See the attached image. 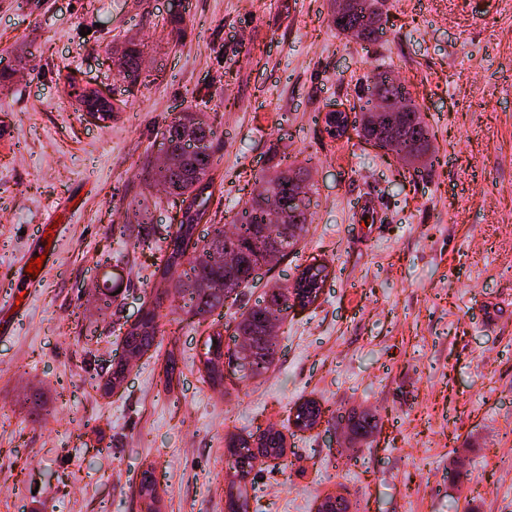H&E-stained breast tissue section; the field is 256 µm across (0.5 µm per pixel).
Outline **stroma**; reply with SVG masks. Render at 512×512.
Instances as JSON below:
<instances>
[{"label":"stroma","instance_id":"obj_1","mask_svg":"<svg viewBox=\"0 0 512 512\" xmlns=\"http://www.w3.org/2000/svg\"><path fill=\"white\" fill-rule=\"evenodd\" d=\"M384 35L357 42L329 0H0V512H140L153 466L160 512H227L226 441L273 427L284 458L254 470L260 512H512V0H386ZM144 46L137 84L114 53ZM405 79L428 122L430 167L413 171L324 115L358 113L367 80ZM109 95L100 123L65 85ZM215 131L210 220H233L255 178L309 164L311 222L288 257L260 268L242 301L206 319L161 307L157 347L122 387L100 383L123 328L156 294L160 241L180 205L144 168L180 112ZM52 224L53 255L29 301L3 289ZM319 262L318 301L290 308L263 376L203 380L199 353L225 346L241 304ZM179 360L171 391L168 353ZM41 404H34V395ZM320 402L312 430L293 407ZM379 418L350 445L339 417Z\"/></svg>","mask_w":512,"mask_h":512}]
</instances>
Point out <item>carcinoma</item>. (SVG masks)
Listing matches in <instances>:
<instances>
[{"instance_id": "1", "label": "carcinoma", "mask_w": 512, "mask_h": 512, "mask_svg": "<svg viewBox=\"0 0 512 512\" xmlns=\"http://www.w3.org/2000/svg\"><path fill=\"white\" fill-rule=\"evenodd\" d=\"M384 12L383 0H332L330 24L336 32L347 35L361 42H375L378 36L375 30H383ZM377 29H371L372 25ZM142 50L139 44L130 42L121 51L115 65L123 77L132 78L131 84H136L140 77V59ZM370 82L371 94L376 97L374 109L362 111L354 116L352 128L356 134L368 138L373 129L371 118L376 116L382 121L389 120L388 113L381 111V101L387 99L403 100L404 107L414 115H421L417 105L412 100L408 86H395L389 82V71H379L372 75ZM195 131L201 137L213 140L214 131L209 120L196 112H182L175 116L165 127L162 137L170 140L174 162L167 168L159 166L146 168L147 180L165 186L168 194L181 199L186 204L182 217L173 232L164 237L165 254L162 263L154 272L158 287L161 288L154 302L145 308V317L141 324L125 337V343L133 354L143 355L155 345L160 330V308L162 296L173 293L189 301V313L205 317L218 308L224 307V302L237 293L238 288L248 285L253 280L250 267L265 260L268 251L267 238L257 232V226L265 223L264 211L258 208L254 199L245 202L240 218L235 223L236 238L224 242V226L215 228L212 237L203 246H198L193 239L198 226V213L193 206L207 208L212 193L209 173L214 165L213 154L199 155L180 144L181 130ZM401 144L397 157L406 165L422 161L428 153L430 131L426 124H411L401 133ZM294 173L298 181L309 185V169L305 166L275 168L270 173L259 177V183L266 190L279 196L283 202H288V184L283 182L286 172ZM284 228L294 227L293 242H298L307 224L304 213L289 214L283 209ZM240 254L236 266L226 269L213 266L206 261V256L214 248L225 246ZM295 289L288 285L274 284L265 293L263 299L242 312L236 319L235 333H245L254 336L263 334L264 311L270 304L280 305L279 311L288 312V302L294 300ZM208 347L214 350L215 357L209 359L211 367L207 369L206 381L212 386L224 383V372L219 368L222 356H232L224 353L222 334L208 339ZM377 428L375 415L366 411L352 410L347 415L346 429L348 442L355 446L370 437ZM255 452L242 460L235 467L234 480L230 487L237 495L230 497L228 508L230 512H249V499L246 484L256 465L265 458H281L285 455V437L279 431L265 430L253 439Z\"/></svg>"}]
</instances>
